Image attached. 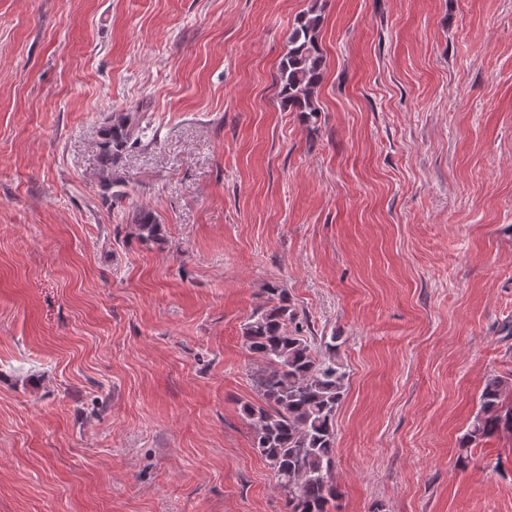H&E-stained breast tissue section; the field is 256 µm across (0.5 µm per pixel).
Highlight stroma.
<instances>
[{"instance_id":"1","label":"stroma","mask_w":512,"mask_h":512,"mask_svg":"<svg viewBox=\"0 0 512 512\" xmlns=\"http://www.w3.org/2000/svg\"><path fill=\"white\" fill-rule=\"evenodd\" d=\"M272 284L349 375L330 512H512V430L464 440L512 408V0H0V512H284L241 415ZM323 17L310 10L288 33L287 50L281 57L274 83L280 101L290 112L316 117L318 88L323 79L324 54L320 46ZM143 121L138 113L120 112L112 114V122L102 130L99 148L104 180L109 188L112 185L119 186L116 181H112V165L115 158L137 144L147 133L149 127L147 124L143 126ZM132 224L138 239L144 243L155 242L160 239L162 224L151 211L138 208L132 215ZM503 382L498 378L488 381L481 394V415H477L472 428L468 432L470 441L488 437L495 433L499 427L512 424V413L506 411L502 415L501 397Z\"/></svg>"}]
</instances>
